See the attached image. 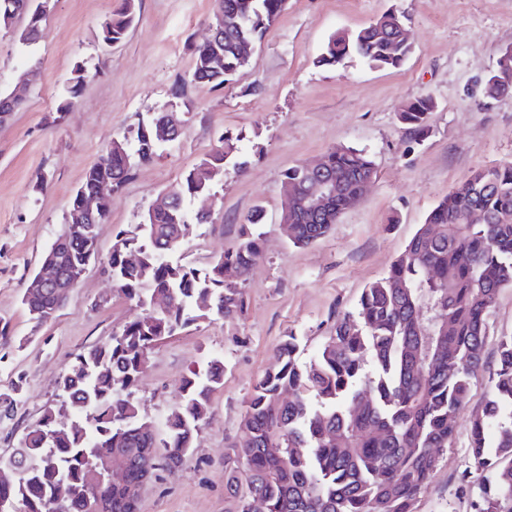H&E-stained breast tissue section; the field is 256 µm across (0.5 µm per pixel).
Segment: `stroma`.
<instances>
[{
	"label": "stroma",
	"mask_w": 512,
	"mask_h": 512,
	"mask_svg": "<svg viewBox=\"0 0 512 512\" xmlns=\"http://www.w3.org/2000/svg\"><path fill=\"white\" fill-rule=\"evenodd\" d=\"M120 2L51 0L42 37L30 46L0 29V91L37 72L21 108L0 124V321L10 331L0 344V387L15 379L24 385L13 417L0 420V456L57 401L59 375L74 357L139 316L112 290L105 259L116 235L134 232L158 195L228 135L246 167L225 164L212 188L211 223L194 225L171 259L206 269L254 229L262 256L237 277L247 309L240 319L200 320L167 339L137 391L154 432L165 436L189 370L223 357L224 384L192 453L179 470L157 471L145 484L139 512H226L224 460L240 438L244 400L276 365L280 343L298 336L299 362L313 358L337 318L355 309L364 286L388 271L449 190L477 168L512 161V96L484 94L501 50L512 45V0H288L244 72L218 88L192 79L193 48L210 35L214 0H139L127 39L103 47L100 24ZM389 9L405 15L413 46L400 68L373 69L357 59L317 65L333 32L361 28ZM78 62L94 76L72 109L57 112ZM421 97L436 104L423 140L396 117ZM172 103L182 114L180 137L113 195L98 227L100 261L90 263L56 317L34 327L22 291L64 232L86 169L112 138ZM339 145L365 150L378 175L326 236L294 247L278 225L284 174ZM258 207L264 221L249 225ZM468 442L463 413L455 444L443 449L414 512H471L491 475L472 472Z\"/></svg>",
	"instance_id": "stroma-1"
}]
</instances>
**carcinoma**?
<instances>
[{
	"mask_svg": "<svg viewBox=\"0 0 512 512\" xmlns=\"http://www.w3.org/2000/svg\"><path fill=\"white\" fill-rule=\"evenodd\" d=\"M49 0H0V29L16 19L24 45L42 32ZM286 0H214L212 43L196 47L193 80L218 87L244 71V43H257L281 16ZM137 0H122L119 10L100 24V40L122 43L134 27ZM412 45L405 17L381 14L354 31L334 33L318 64L335 66L359 58L374 68H397ZM485 81V95L512 94V46ZM86 66L72 70L57 110H68L80 96ZM23 99L0 92V122L18 110ZM435 109L420 98L397 113L398 121L420 135L428 131ZM154 114L131 137L109 142L85 172L72 195L106 192L102 224L112 194L140 164L153 161L159 149L175 140L153 135ZM238 168L237 146L224 138L221 149L199 166L211 178L184 176L167 194L165 205L147 210L132 236L117 234L108 258L114 291L136 301L141 315L106 342L80 352L60 375L61 400L46 407L28 425L19 448L0 458V503L14 512H139L143 485L158 469L182 467L201 427L211 414V396L224 383V360L213 358L190 371L182 399L167 419V434L157 437L141 414L136 397L150 356L164 340L189 324L217 316L241 317L244 291L224 277L232 265L248 269L260 257L259 238L244 234L208 269L186 268L167 259L190 232V221L207 224L210 210L185 211V200L210 195L224 164ZM323 170L338 181L324 209L315 213L305 202L310 179L303 165L285 173L280 221L289 242L308 246L325 236L341 214L357 205L362 183L376 176L374 162L362 149L336 146L323 156ZM480 213L484 220L470 217ZM84 225L71 224L45 258L57 266L61 288H41L27 281L22 303L40 326L65 305L82 261ZM131 250L138 264L126 263ZM512 288V163L480 168L452 188L428 213L389 271L363 288L355 312L336 321L333 336L309 361H298L297 337L279 348L278 366L252 386L241 420L243 435L234 445L237 465L225 488L227 512H250L254 499L266 512H413V505L433 479L440 449L455 439L456 421L484 367L482 352L489 315L501 290ZM429 300L434 320L423 317ZM489 389L469 415L468 455L473 468L493 480L471 502L473 512H512V336L497 342L489 369ZM16 380L0 392V419L10 418L21 401ZM121 466L123 481L108 479Z\"/></svg>",
	"mask_w": 512,
	"mask_h": 512,
	"instance_id": "cac0c4a2",
	"label": "carcinoma"
}]
</instances>
